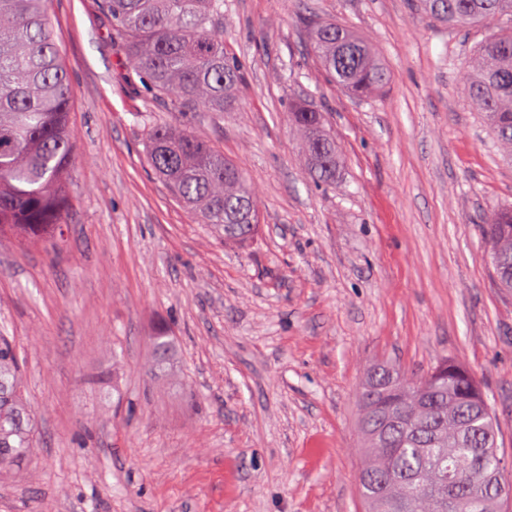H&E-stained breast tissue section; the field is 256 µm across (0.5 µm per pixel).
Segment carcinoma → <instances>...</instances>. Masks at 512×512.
Segmentation results:
<instances>
[{
    "label": "carcinoma",
    "mask_w": 512,
    "mask_h": 512,
    "mask_svg": "<svg viewBox=\"0 0 512 512\" xmlns=\"http://www.w3.org/2000/svg\"><path fill=\"white\" fill-rule=\"evenodd\" d=\"M50 0H0V234L30 243L63 238L76 151L72 89L54 39ZM452 28L505 14L512 0H425ZM129 67L166 101L171 119L155 120L147 158L200 224L226 244L259 228V194L224 152L184 123L235 105L240 65L224 52V0H103ZM324 70L358 98L383 91L389 72L366 39L336 23L312 28ZM461 83L501 151L512 160V30L481 43ZM308 170L336 175V143L322 116L298 104ZM484 235L498 286L512 289V207L494 212ZM358 424L368 461L359 477L368 512H512V463L497 445L498 420L471 373L446 357L420 377L373 365L358 394ZM34 418L12 337L0 333V471L33 455Z\"/></svg>",
    "instance_id": "cac0c4a2"
}]
</instances>
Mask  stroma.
Wrapping results in <instances>:
<instances>
[{
	"label": "stroma",
	"instance_id": "stroma-1",
	"mask_svg": "<svg viewBox=\"0 0 512 512\" xmlns=\"http://www.w3.org/2000/svg\"><path fill=\"white\" fill-rule=\"evenodd\" d=\"M50 12L73 90L72 205L58 249L0 238V327L37 439L0 473V512H365L355 396L381 361L465 365L512 455V293L482 236L512 206V165L459 83L500 21L451 29L421 0H224L244 78L232 110L192 126L259 187V234L234 247L152 171L146 132L167 109L101 0ZM315 21L373 45L383 94L329 80ZM298 98L336 143L334 181L307 171Z\"/></svg>",
	"mask_w": 512,
	"mask_h": 512
}]
</instances>
